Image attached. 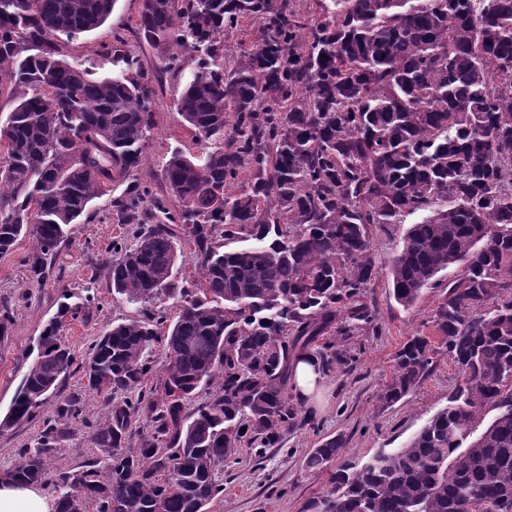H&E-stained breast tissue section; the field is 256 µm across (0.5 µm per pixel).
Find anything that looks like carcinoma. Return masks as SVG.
<instances>
[{
	"label": "carcinoma",
	"instance_id": "1",
	"mask_svg": "<svg viewBox=\"0 0 512 512\" xmlns=\"http://www.w3.org/2000/svg\"><path fill=\"white\" fill-rule=\"evenodd\" d=\"M310 2L141 7L139 34L167 70L197 54L176 110L201 155L171 153L162 196L137 177L156 126L154 75L125 54L99 78L57 49L56 37L101 27L115 0H0V90L15 100L0 120V254L30 235L25 264L45 277L71 225L112 183L133 181L108 209L133 243L112 242L105 269L137 311L79 364L107 398L89 429L109 474L95 460L48 469L82 418L77 397L61 399L3 472L55 486L57 512H205L224 492L226 458L279 445L302 423L289 396L295 358L330 371L345 355L318 340L374 325L370 227L412 214L422 219L388 265L393 296L410 308L461 268L431 313L459 383L406 446L337 469L323 512H459L465 498L471 512L512 508V0ZM247 22L261 37L231 50L226 37ZM227 239L248 245L226 251ZM186 246L195 279L177 268ZM165 298L180 302L172 320ZM86 315L63 305L45 326L0 430L34 418L71 374L61 331ZM154 345L166 367L145 390ZM434 352L420 334L397 352L383 405L417 386ZM487 408L496 415L484 425ZM345 445L323 440L306 465L322 468Z\"/></svg>",
	"mask_w": 512,
	"mask_h": 512
}]
</instances>
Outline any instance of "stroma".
I'll return each mask as SVG.
<instances>
[{"mask_svg": "<svg viewBox=\"0 0 512 512\" xmlns=\"http://www.w3.org/2000/svg\"><path fill=\"white\" fill-rule=\"evenodd\" d=\"M141 0H116L108 21L93 33L79 38H58V49L69 61L93 63L97 75L113 70L101 49L111 44L113 32L126 37L125 48L134 53L142 67L153 72L156 95V127L144 149L142 169L157 192H165L162 166L170 152L192 154L196 145L192 133L176 111L185 74L193 70L186 62L184 74L164 72L157 51L142 41L136 29ZM417 221L408 215L397 224L373 226L370 249L377 262L388 260L401 247ZM123 234L119 224L108 220L105 200H98L87 223L72 227V235L59 252L54 269L43 281L33 279L24 263L32 240L21 237L12 252L0 255V302H8L14 316L10 336L0 342V417L11 407L21 381L37 354V343L48 320L60 303L85 305L89 316L67 325L63 336L75 355H84L89 344L108 331L112 324L134 314V306L113 297L112 286L103 270L112 255V242ZM440 289L424 290L409 308L398 304L392 284L379 275L368 293V301L378 319L372 329L347 338H337L336 346L347 354L345 364L324 373L311 398L301 410L312 413L313 425L295 429L276 448H241L220 470L223 494L209 504L207 512H321L328 494L331 470H313L305 465L312 448L328 436L345 435L347 446L342 462L362 465L378 449L405 445L420 428L448 404L458 377L444 349H437L431 371L417 387L398 403L384 407L379 395L390 379L397 351L416 333L437 340L431 312ZM55 402H48L29 423L0 430V471L12 468L19 449L32 446L45 417L51 416ZM73 434L63 441L50 461V469L73 467L97 457L87 430L73 422Z\"/></svg>", "mask_w": 512, "mask_h": 512, "instance_id": "stroma-1", "label": "stroma"}]
</instances>
